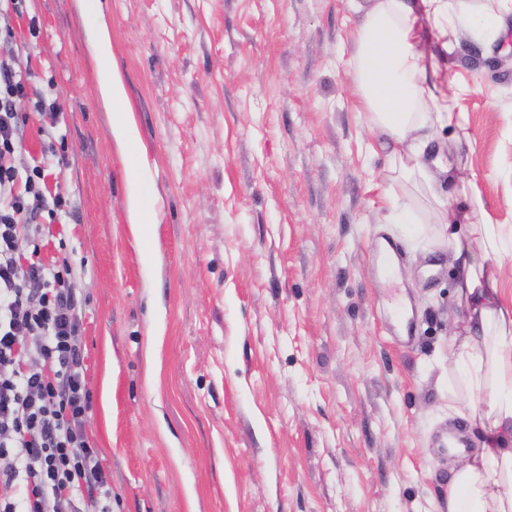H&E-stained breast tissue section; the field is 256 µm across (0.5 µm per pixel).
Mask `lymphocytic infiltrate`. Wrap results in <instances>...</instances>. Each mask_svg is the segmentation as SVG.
<instances>
[{
	"mask_svg": "<svg viewBox=\"0 0 512 512\" xmlns=\"http://www.w3.org/2000/svg\"><path fill=\"white\" fill-rule=\"evenodd\" d=\"M26 0H0V512H112V486L86 431L93 406L80 346L83 303L69 255L42 256L51 226L73 208L50 190L61 107L23 67L13 17ZM33 102L45 139L24 147Z\"/></svg>",
	"mask_w": 512,
	"mask_h": 512,
	"instance_id": "lymphocytic-infiltrate-1",
	"label": "lymphocytic infiltrate"
}]
</instances>
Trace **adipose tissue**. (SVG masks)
Returning <instances> with one entry per match:
<instances>
[{
  "mask_svg": "<svg viewBox=\"0 0 512 512\" xmlns=\"http://www.w3.org/2000/svg\"><path fill=\"white\" fill-rule=\"evenodd\" d=\"M481 16L454 12L448 0H350L361 21L355 37L357 110L380 136L379 146L406 179L432 187L436 172H448L450 162H411L402 150L408 140H424L432 123L457 130L467 120L451 98L431 88L442 81L437 65L427 63L418 47L420 24L437 27L440 19L466 30L474 41L498 40L512 0ZM81 8L96 35L94 52L101 96L112 112V135L126 145L135 141L127 121L128 100L122 83L112 74V51L100 0H82ZM472 222L456 230L443 222L459 264L457 292L480 328L481 337L466 336L452 355L467 394L484 395L486 407H472L468 416L483 433L480 448L450 468L448 512H512V305L500 296L498 255L502 239L498 225L485 222L481 206ZM483 261H475V252Z\"/></svg>",
  "mask_w": 512,
  "mask_h": 512,
  "instance_id": "obj_1",
  "label": "adipose tissue"
}]
</instances>
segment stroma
Masks as SVG:
<instances>
[{"label": "stroma", "instance_id": "obj_1", "mask_svg": "<svg viewBox=\"0 0 512 512\" xmlns=\"http://www.w3.org/2000/svg\"><path fill=\"white\" fill-rule=\"evenodd\" d=\"M137 131L110 137L79 0H28L17 42L62 107L75 204L54 231L87 304V424L112 512H447L440 430L481 433L448 406V352L467 315L439 213L477 185L500 228L512 299V52L454 26L424 34L467 137L436 194L391 170L355 107L348 0H101ZM149 196L135 230L128 197ZM411 204L391 224L385 193ZM397 248L380 281L372 242ZM412 343L390 335L396 301Z\"/></svg>", "mask_w": 512, "mask_h": 512}]
</instances>
